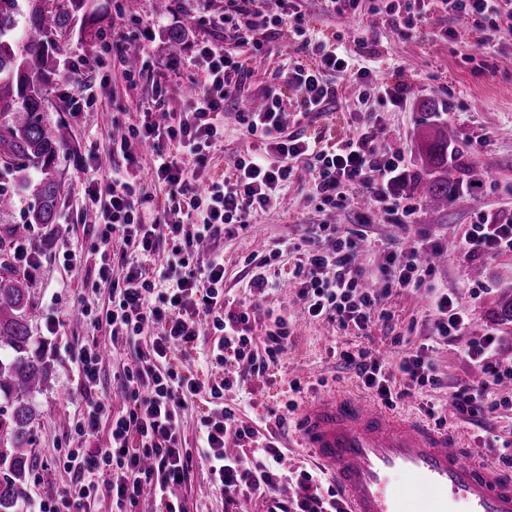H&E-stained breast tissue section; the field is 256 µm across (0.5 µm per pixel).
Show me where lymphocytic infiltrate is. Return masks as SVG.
I'll use <instances>...</instances> for the list:
<instances>
[{
    "label": "lymphocytic infiltrate",
    "instance_id": "1",
    "mask_svg": "<svg viewBox=\"0 0 512 512\" xmlns=\"http://www.w3.org/2000/svg\"><path fill=\"white\" fill-rule=\"evenodd\" d=\"M436 0H389L377 7L383 23L399 33L415 30L436 6ZM503 0H445L464 27L483 31L480 47L510 37L512 26H500ZM216 23L226 38L245 46L239 54L221 44L196 46L192 62L197 70L193 95L180 110L164 113L145 109L120 121L114 152L126 162L112 173L108 186L90 180L82 204L94 216L92 249L98 256V275L112 280V307L97 313L88 306L77 310L92 327L107 325L113 336L133 344L138 337L152 339L149 349L137 350L131 363L117 373L124 399L112 411L100 392L103 351L97 341L84 343L74 361L84 401L75 429L77 447L68 449L58 464L71 476L67 488L41 500L38 512H91L100 493L111 497L117 512H133L144 492H153L159 512H183L169 488L185 482L193 455L181 438V413L195 400L208 401L200 418L207 481L223 491L230 512L258 494L271 497L268 512H341L335 495H323L322 478L307 470L290 475L284 454L254 426L237 421L224 404V391L234 385L267 383L288 350L290 330L279 319L263 339L262 353H253L251 318L255 304L233 303L224 295V256L211 251L222 233L246 230L251 215L277 210L281 192L298 170L308 174V191L321 205L354 208L357 196H367L369 210H356L359 227L342 233L331 224L320 230L332 241L328 250L311 249L295 264L291 282L309 316L340 326L367 329L384 298L397 288L426 287L432 273L430 258L440 248L416 242L408 250L388 252L381 268V285L367 287L356 265L364 238L362 225L370 213L388 216L392 223L411 224L420 209L414 201L390 200L385 188L404 163L403 156L382 148L384 129L366 123L341 145L287 133L282 108L285 92H292L297 119L329 112L336 99V80L346 76L369 86L374 97L392 106L406 98L407 85L375 82L370 67L354 62L340 40L307 35L300 12L285 8V0H224ZM290 28L296 59H283L273 71L274 84L257 108L238 112L251 145L229 170L209 172V151L224 134V108L233 89L249 77L252 62L265 43ZM136 143L150 145L152 164L141 169L132 152ZM148 177L163 201L153 220L142 215L137 181ZM459 247L469 257H492L512 252V217L494 210L479 212ZM209 253L206 265L196 258ZM122 276L113 277L114 268ZM212 335L213 345L198 350L200 337ZM342 359L367 390L383 404L408 394L416 386L436 383L426 351L401 358L390 371L361 348ZM233 365L234 377L213 379L204 369ZM110 416L106 446L92 445L103 416ZM234 435L246 445L261 446L264 461L250 465L227 455L224 440ZM294 480L290 502L275 500L280 484Z\"/></svg>",
    "mask_w": 512,
    "mask_h": 512
}]
</instances>
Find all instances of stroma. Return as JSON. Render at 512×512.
<instances>
[{"label": "stroma", "instance_id": "35a3bbf8", "mask_svg": "<svg viewBox=\"0 0 512 512\" xmlns=\"http://www.w3.org/2000/svg\"><path fill=\"white\" fill-rule=\"evenodd\" d=\"M105 0L113 28L144 45L155 64L136 84H129L127 65L122 58L103 55L101 63L84 69V79L95 83L99 96L97 108L80 114L70 111L69 98L77 91L74 76L59 70L54 109L64 111L66 137L76 146L78 156H65L55 176L61 185V206L68 209L67 219L49 226L31 228V242L40 258L33 279L39 317L32 333L49 355L53 368L40 394L35 398L37 445L34 450L35 473L28 482V501L37 503L70 482L63 468L52 460L65 449L76 446L74 426L82 407L72 356L88 339H97L111 355L102 372V393L113 409L122 399L113 386V375L120 359L130 349L112 339L111 329L96 330L78 325L75 310L84 303L103 310L110 307L111 288L99 281L96 259L90 250L91 217L82 215L80 202L90 176L85 165L88 155L101 157L105 168L122 166L124 160L112 152V119L119 111L136 112L153 96L155 86L165 90L171 109H179L186 90L196 74L191 66V51L201 41L223 43L224 31L202 19L198 0H170V9L159 15L153 0ZM310 29L321 37H339L350 45L353 55L375 61L382 80L408 83L407 97L401 108L380 110L378 120L385 128L383 144L405 156L401 177L392 190L400 198L413 197L414 181L422 169L417 143L425 124H439L448 130L450 145L462 147L459 158L463 186L448 202L447 209H421L414 224L400 226L375 219L367 225V238L358 259L362 272L379 275L385 254L394 241L412 242L429 237L439 242L443 253L434 261L431 280L447 289L465 315L459 336L443 340L435 336L429 301L424 291L397 290L384 302L391 314L390 325L375 323L371 335H362L355 327L345 329L311 319L294 290L270 291L264 300L266 315L288 318L292 333L288 354L272 383L259 385L252 397L238 389L224 393V404L240 420L264 427L266 408L281 409L287 402L301 403L305 397L325 392L353 389L363 391L356 376L342 369L339 355L344 351L370 347L386 365L399 362L406 353L428 349L439 379L438 385L412 389L410 395L395 401V414L427 419L429 406H447L448 397L467 384L484 387L486 407L483 426H475L460 417L448 419L463 447L476 451L487 462H497L503 442H512V379L486 380L479 366L465 354L468 343L492 334L496 337V358L512 364V321L500 313L512 300V252L493 258H467L457 249L469 232L479 210L499 208L512 211V67L503 66L504 56H512V41L496 49H481L475 40L459 42L436 39L439 29L455 26L447 11H436L420 31L403 36L383 25L375 14L377 0H360L356 16H338L327 12L320 0H297ZM185 29L181 44L171 45L167 32ZM338 94L334 112L326 122H314L312 131L329 125L335 140L341 141L359 132L375 101L365 100V87L348 78L337 80ZM434 100L435 112L425 111L426 100ZM484 138L482 150L472 142ZM481 172L482 183L470 189L474 172ZM333 224L340 229L353 226L352 213L313 202L301 185H292L279 210L253 216L249 228L236 236H220L216 251L224 255V293L243 300L249 270L243 261L249 254H266L279 240L287 238L300 244L308 240L318 225ZM74 254V265H66L65 254ZM63 318L56 336L46 334L51 319ZM299 382L300 391H292L291 382ZM184 512H226L224 496L212 489L202 465H195L184 484L174 487Z\"/></svg>", "mask_w": 512, "mask_h": 512}]
</instances>
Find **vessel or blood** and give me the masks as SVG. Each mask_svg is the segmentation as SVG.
<instances>
[{"instance_id":"b4317fda","label":"vessel or blood","mask_w":512,"mask_h":512,"mask_svg":"<svg viewBox=\"0 0 512 512\" xmlns=\"http://www.w3.org/2000/svg\"><path fill=\"white\" fill-rule=\"evenodd\" d=\"M296 427L346 512H512V471L467 460L454 433L355 392L304 400Z\"/></svg>"}]
</instances>
